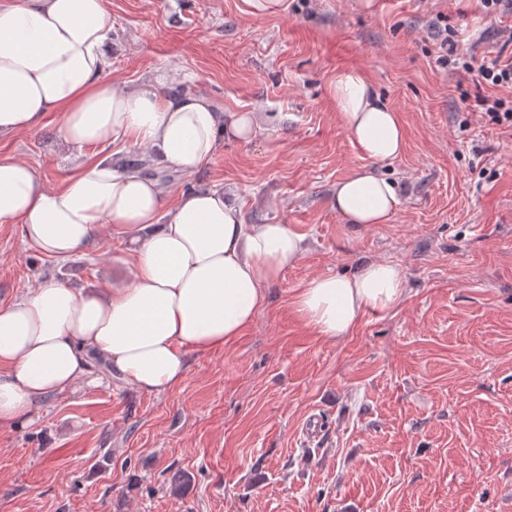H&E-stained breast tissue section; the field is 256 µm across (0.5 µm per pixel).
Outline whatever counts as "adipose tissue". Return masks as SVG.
<instances>
[{"instance_id":"1","label":"adipose tissue","mask_w":512,"mask_h":512,"mask_svg":"<svg viewBox=\"0 0 512 512\" xmlns=\"http://www.w3.org/2000/svg\"><path fill=\"white\" fill-rule=\"evenodd\" d=\"M111 31L106 0H0V138L52 114L74 148L126 138L150 148L154 167L185 174L221 142L252 139V113L224 114L200 96L107 80ZM332 97L364 157L402 153L401 122L361 70L338 71ZM333 204L346 223L386 224L401 200L395 183L364 167L337 182ZM0 224L18 225L30 248L60 261L90 248L106 227L138 244L124 287L81 291L50 277L0 305L7 431L30 423L42 402L75 389L99 363L140 392L173 390L192 357L241 336L303 252L288 225L245 223L223 191L192 188L172 202L155 176L108 159L77 162L51 187L0 151ZM405 291L396 265L374 261L311 278L293 306L306 327L337 339L367 311L397 307Z\"/></svg>"}]
</instances>
